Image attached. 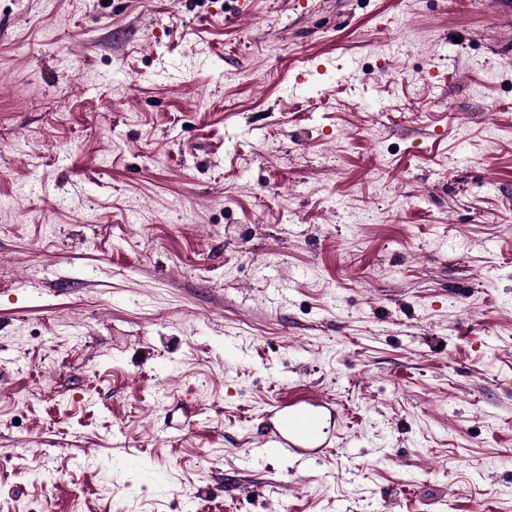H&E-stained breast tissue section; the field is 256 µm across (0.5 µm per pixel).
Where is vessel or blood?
Instances as JSON below:
<instances>
[{"label": "vessel or blood", "instance_id": "b4317fda", "mask_svg": "<svg viewBox=\"0 0 512 512\" xmlns=\"http://www.w3.org/2000/svg\"><path fill=\"white\" fill-rule=\"evenodd\" d=\"M265 417L260 447L263 455L285 457L298 466L322 455L330 446L319 402L311 393L296 392L287 399L274 401L266 409Z\"/></svg>", "mask_w": 512, "mask_h": 512}]
</instances>
